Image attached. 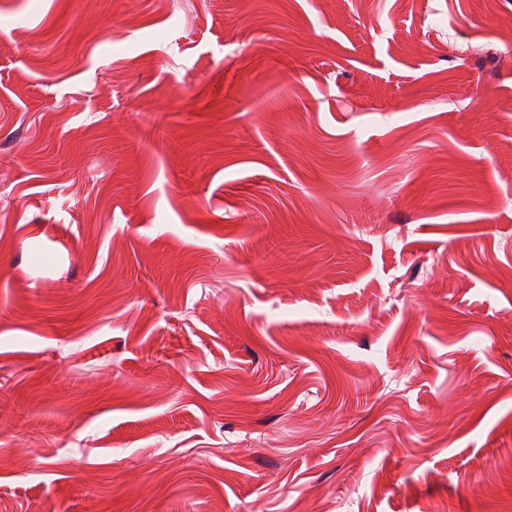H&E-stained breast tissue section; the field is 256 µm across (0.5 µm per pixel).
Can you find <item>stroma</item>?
<instances>
[{"mask_svg":"<svg viewBox=\"0 0 512 512\" xmlns=\"http://www.w3.org/2000/svg\"><path fill=\"white\" fill-rule=\"evenodd\" d=\"M512 0H0V512H512Z\"/></svg>","mask_w":512,"mask_h":512,"instance_id":"obj_1","label":"stroma"}]
</instances>
